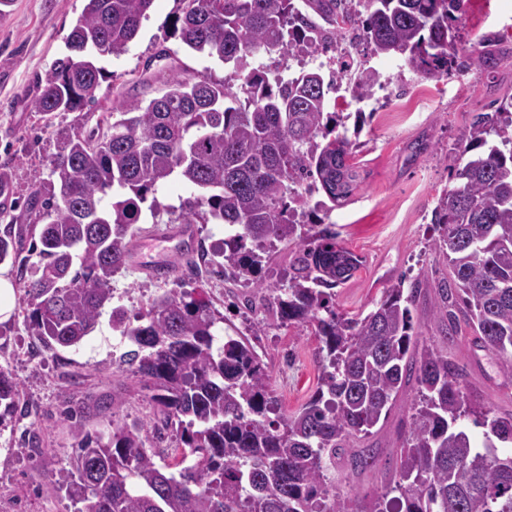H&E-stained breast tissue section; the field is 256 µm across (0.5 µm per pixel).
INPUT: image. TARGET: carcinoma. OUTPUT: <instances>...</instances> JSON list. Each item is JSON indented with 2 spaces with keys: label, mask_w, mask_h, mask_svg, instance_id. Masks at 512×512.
<instances>
[{
  "label": "carcinoma",
  "mask_w": 512,
  "mask_h": 512,
  "mask_svg": "<svg viewBox=\"0 0 512 512\" xmlns=\"http://www.w3.org/2000/svg\"><path fill=\"white\" fill-rule=\"evenodd\" d=\"M154 0H86L66 37L67 55L39 81L34 108L43 116L82 111L87 85L106 78L101 57L123 54ZM346 0H180L172 35L191 52L233 69L238 91L201 75L172 77L143 103L125 102L103 132L65 133L51 160L58 193L31 189L18 218L43 222L38 274L28 275L16 240L26 225L0 236V263H17L24 324L36 347L55 357L79 346L112 302V277L127 264L143 209L155 216L156 187L173 174L194 189L169 224H222L224 281L268 291L271 326L308 323L319 339L315 393L279 413L266 367L239 329L202 297L172 289L131 323L111 311L113 328L135 349L123 362L152 385L162 427L179 437L182 468L154 457L158 427L114 424L84 431L82 408L69 410L77 450L53 485L74 512H512V413L488 416L468 402L462 371L448 353L419 346L412 308L434 293V320L464 323L512 374V94L478 112L452 155L456 185L432 211L436 249L450 276H401L368 313L336 309L332 289L361 260L338 241L334 224L297 219L294 205L320 184L333 206L358 188L347 135L318 68L272 81L260 55L282 59L307 33L330 37L352 29L375 56L398 55L438 80L469 67L459 55L457 22L465 0H366L367 14ZM85 62L80 72L71 60ZM376 81L358 69L355 91ZM293 247L286 284L263 288L258 274L274 242ZM252 247H247V243ZM416 384L407 436L384 491L355 502L336 491V468L364 470L375 455L357 449ZM20 385L0 369V421L24 412ZM485 428L473 439L465 421Z\"/></svg>",
  "instance_id": "carcinoma-1"
}]
</instances>
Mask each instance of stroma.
<instances>
[{"instance_id":"1","label":"stroma","mask_w":512,"mask_h":512,"mask_svg":"<svg viewBox=\"0 0 512 512\" xmlns=\"http://www.w3.org/2000/svg\"><path fill=\"white\" fill-rule=\"evenodd\" d=\"M84 5L85 0H13L0 16V169H8L12 189L10 198L0 197V230L18 215V205L34 183L49 186L59 131L85 132L119 112L121 102L149 101L161 87L160 77L172 73L184 79L208 75L221 80L229 75L222 64L192 53L172 36L179 0H154L128 51L101 59L110 78L84 109L43 119L34 109L38 80L65 54V39ZM464 36L470 51L479 41L502 37L511 54L497 67L474 65L466 73L435 81L411 69L403 58H375L365 43L354 45L357 62L375 69L387 88L379 93L374 113L364 114L359 123L355 150L362 182L349 202L327 216L340 233L341 245L363 260L362 268L336 289L340 311H370L399 276L434 280L450 272L434 248L438 231L426 216L437 194L451 184L448 151L471 115L512 94V0H470ZM168 231V225L143 214L134 237L144 243V262L127 265L112 280V303L129 320L174 286L173 280L156 279L147 270L167 258ZM201 290L240 331L266 315L263 305L243 307L252 288L221 276ZM430 307L425 297L412 311L421 344L446 349L449 360L464 368L466 393L476 406L497 415L512 413V376L500 370L496 356L481 348L469 327L461 324L445 331L433 320ZM256 344L265 355L282 409H298L318 384L314 327L272 328ZM130 348L106 313L80 346L60 350L55 358L37 352L20 310L0 323V368L19 382L29 407L28 415L0 423V512H73L64 492L49 489L77 448L64 415L71 403L82 404L85 429L92 434L112 422L155 423L152 390L120 362ZM415 395V387H408L392 413L361 440V447L374 449L375 464L360 474L345 472L343 491L361 497L382 493L385 473L409 428ZM25 435L35 442L20 455L16 448Z\"/></svg>"}]
</instances>
